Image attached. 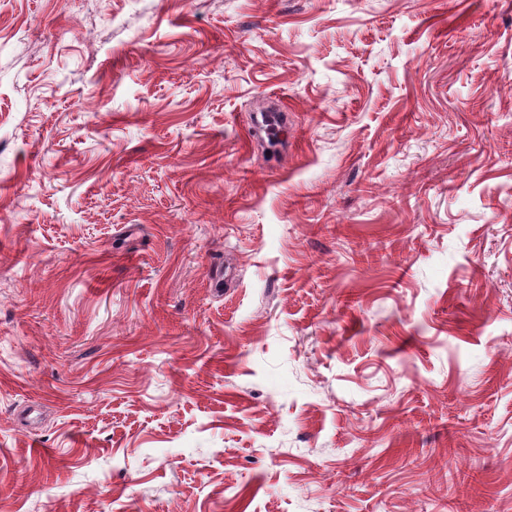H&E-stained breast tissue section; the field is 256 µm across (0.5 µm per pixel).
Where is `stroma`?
<instances>
[{
    "label": "stroma",
    "mask_w": 512,
    "mask_h": 512,
    "mask_svg": "<svg viewBox=\"0 0 512 512\" xmlns=\"http://www.w3.org/2000/svg\"><path fill=\"white\" fill-rule=\"evenodd\" d=\"M0 512H512V0H0Z\"/></svg>",
    "instance_id": "35a3bbf8"
}]
</instances>
